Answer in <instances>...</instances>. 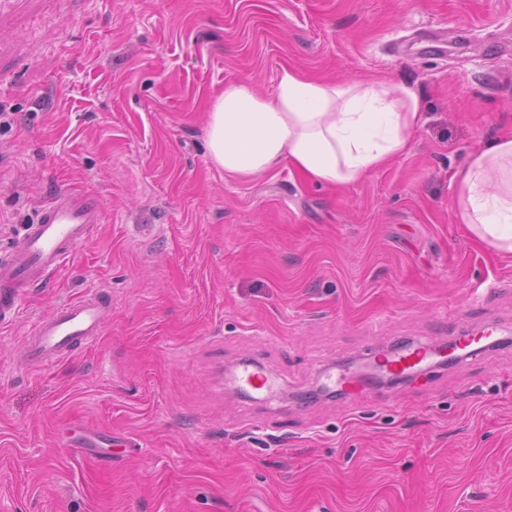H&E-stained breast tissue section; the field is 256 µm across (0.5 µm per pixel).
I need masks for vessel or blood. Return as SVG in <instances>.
<instances>
[{
	"instance_id": "vessel-or-blood-1",
	"label": "vessel or blood",
	"mask_w": 512,
	"mask_h": 512,
	"mask_svg": "<svg viewBox=\"0 0 512 512\" xmlns=\"http://www.w3.org/2000/svg\"><path fill=\"white\" fill-rule=\"evenodd\" d=\"M100 206L89 196L63 190L41 210L31 224L25 225L18 244L8 256L0 258V315L15 309L26 288L42 282L64 265L83 245L99 219ZM107 306L93 293L78 302L58 306L53 315L37 323L26 345L29 363L45 366L88 344L100 333ZM498 329L487 325L478 333H460L449 337L454 346L486 342L494 345ZM439 339L412 344L394 353L388 362L392 371L407 373L431 363ZM236 392H263L273 388L272 381L256 366L243 365L229 378Z\"/></svg>"
}]
</instances>
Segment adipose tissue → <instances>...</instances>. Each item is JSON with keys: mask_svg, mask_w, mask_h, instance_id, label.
<instances>
[{"mask_svg": "<svg viewBox=\"0 0 512 512\" xmlns=\"http://www.w3.org/2000/svg\"><path fill=\"white\" fill-rule=\"evenodd\" d=\"M421 122L407 85L324 81L282 69L272 95L245 82L211 102L210 162L225 177H256L288 166L316 184L351 185L407 147ZM456 215L481 244L512 253V138L487 141L455 176Z\"/></svg>", "mask_w": 512, "mask_h": 512, "instance_id": "obj_1", "label": "adipose tissue"}]
</instances>
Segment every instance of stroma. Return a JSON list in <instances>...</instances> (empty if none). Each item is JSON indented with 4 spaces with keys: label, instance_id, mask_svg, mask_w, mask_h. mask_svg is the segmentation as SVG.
Here are the masks:
<instances>
[{
    "label": "stroma",
    "instance_id": "1",
    "mask_svg": "<svg viewBox=\"0 0 512 512\" xmlns=\"http://www.w3.org/2000/svg\"><path fill=\"white\" fill-rule=\"evenodd\" d=\"M403 82L422 124L347 187L225 178L207 113L283 67ZM0 256L58 190L78 252L0 320V512H512V342L302 405L329 366L488 321L512 255L456 218V172L512 136V0H9ZM103 292L100 335L24 364L39 320ZM248 361L274 403L226 394Z\"/></svg>",
    "mask_w": 512,
    "mask_h": 512
}]
</instances>
